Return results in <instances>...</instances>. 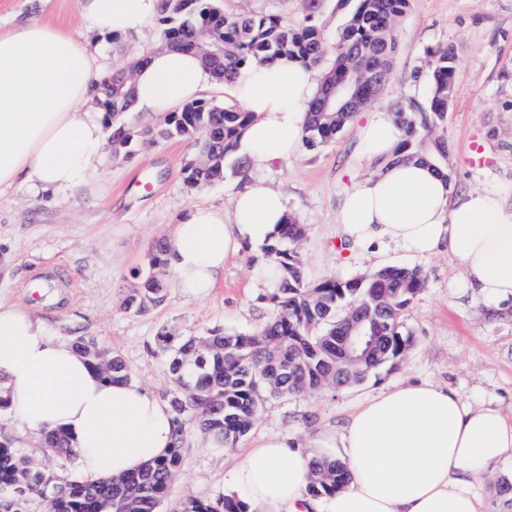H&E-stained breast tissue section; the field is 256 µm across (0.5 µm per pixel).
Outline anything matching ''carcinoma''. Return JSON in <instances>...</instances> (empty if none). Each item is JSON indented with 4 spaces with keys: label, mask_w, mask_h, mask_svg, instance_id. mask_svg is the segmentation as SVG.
<instances>
[{
    "label": "carcinoma",
    "mask_w": 512,
    "mask_h": 512,
    "mask_svg": "<svg viewBox=\"0 0 512 512\" xmlns=\"http://www.w3.org/2000/svg\"><path fill=\"white\" fill-rule=\"evenodd\" d=\"M324 0H304V15L290 21L277 14L247 15L228 12L224 0H159L165 24L161 48L196 55L216 81L228 83L251 67L291 57L319 72L316 94L308 106L303 143L313 150L330 144L348 125L355 111L324 112L319 102L336 81L358 69L375 67L379 82L362 98L361 109L378 97L391 70L397 49L396 28L410 0H336L347 21L338 39L324 35L319 16ZM149 56L112 70V84L99 85L104 126L111 131L113 150L129 157L134 148L181 139L194 142L207 155L204 164L190 162L184 174L199 187L224 182L226 167L243 173L244 162L234 158L250 112L199 98L163 116L155 124L131 125L125 116L134 107L133 78ZM456 49L448 45L429 52V115L400 109L397 120L404 137L394 153L397 160L424 154L414 143L417 126L430 128L448 118L456 76ZM303 227L288 217L279 237L266 248L267 265L279 273L271 294V311L255 330L242 334L211 329L189 336L172 347L167 334L157 336L163 350H174L169 371L174 387L167 404L175 423L174 442L167 453L142 470L119 479L88 481L75 477L65 482L48 475L22 455L15 441L0 434V512H28L33 498L46 512H157L161 498L180 469L179 448L187 430L196 427L224 445H234L254 425L264 397L312 393L326 387L353 385L372 371L399 360L410 345L402 316L424 286L417 269L388 266L365 276L328 278L316 285L303 277L299 244ZM164 241L155 243L146 268L153 276L137 279L128 290L123 308L137 314L161 305L169 267ZM367 301L362 309L368 330L381 337L368 361L340 373L342 359L336 348L341 320L349 304ZM75 349L107 380L129 379L121 357L92 338L78 336ZM44 445L57 457L71 461L77 452L62 431L47 436ZM337 461L322 456L312 463L308 492L330 497L347 481ZM176 512H249L244 497L228 494L204 503L189 499Z\"/></svg>",
    "instance_id": "carcinoma-1"
}]
</instances>
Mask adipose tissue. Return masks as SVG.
I'll use <instances>...</instances> for the list:
<instances>
[{"mask_svg": "<svg viewBox=\"0 0 512 512\" xmlns=\"http://www.w3.org/2000/svg\"><path fill=\"white\" fill-rule=\"evenodd\" d=\"M79 10L87 30L122 36L154 17L158 0H79ZM102 69L96 45L49 24L31 20L0 34V189L23 185L43 195L79 185L98 168ZM213 84L194 56L156 51L137 74L135 107L164 113ZM234 86L255 115L239 142L247 165L261 171L297 155L315 71L284 58L242 73ZM358 136L363 152L383 164L346 194L336 223L342 243L418 259L447 254L487 309L511 305L512 195L499 188L457 194L432 162L394 161L403 131L388 110H374ZM287 219L282 193L258 178L235 194L231 214L187 210L165 239L177 288L204 296L232 258L261 251ZM0 386L31 438L44 441L54 430L72 438L76 468L89 480L138 471L173 443L172 416L145 386L104 381L46 319L2 299ZM315 444L340 447L351 475L328 512H488L475 483L512 460V424L454 389L411 382L358 406L339 432H320ZM311 460L288 437H266L241 460L236 482L257 512H318L308 492Z\"/></svg>", "mask_w": 512, "mask_h": 512, "instance_id": "ef3b65f1", "label": "adipose tissue"}]
</instances>
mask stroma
I'll return each instance as SVG.
<instances>
[{"mask_svg":"<svg viewBox=\"0 0 512 512\" xmlns=\"http://www.w3.org/2000/svg\"><path fill=\"white\" fill-rule=\"evenodd\" d=\"M32 19L72 32L81 28L77 0H0L1 32ZM163 28L155 18L138 32L95 34L91 40L118 66L154 52ZM397 44L377 105L428 111V53L454 46L457 75L448 119L420 132L416 142L427 151L436 141L447 142L439 163L455 192L511 184L512 0H411L397 27ZM195 155L192 142L168 140L127 159L105 152L97 171L51 199L22 186L0 190V252L12 257L0 272V298L35 305L53 328H74L109 347L132 378L161 400L173 382L156 342L159 333L177 341L210 328L248 333L270 312L268 299L252 288L263 259L251 254L230 261L221 283L204 297L185 295L170 280L160 307L142 315L123 309L133 270L144 267L171 224L193 206L232 208L241 175L231 172L221 184L190 188L182 171ZM371 171L352 122L333 143L275 162L259 176L284 193L288 211L304 226L299 252L307 283L358 278L387 266L422 272L425 286L403 319L409 348L362 384L266 398L253 427L233 446L189 429L179 473L158 512H171L186 499L211 502L235 493L233 467L256 441L273 435L303 441L340 429L359 405L397 384L428 380L449 386L472 407H493L512 424V308L490 314L461 288L462 268L448 255L420 260L400 251L369 256L342 247L336 212L344 193ZM1 432L52 477L75 475L74 464L27 438L16 423L0 421ZM477 490L492 512H512V468L492 469Z\"/></svg>","mask_w":512,"mask_h":512,"instance_id":"stroma-1","label":"stroma"}]
</instances>
